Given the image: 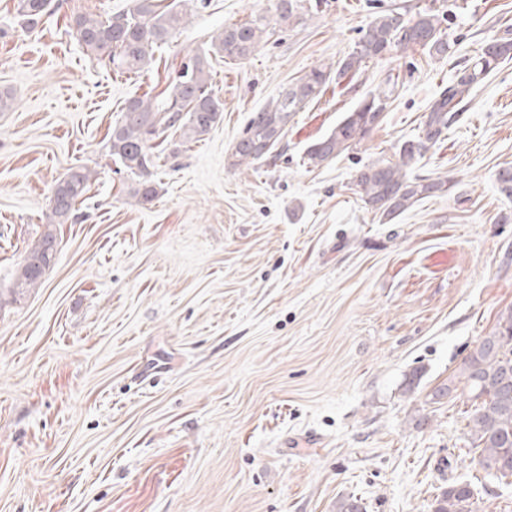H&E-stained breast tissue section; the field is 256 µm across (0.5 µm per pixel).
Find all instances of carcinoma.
<instances>
[{
    "mask_svg": "<svg viewBox=\"0 0 512 512\" xmlns=\"http://www.w3.org/2000/svg\"><path fill=\"white\" fill-rule=\"evenodd\" d=\"M198 0H133L129 12L102 20L80 14L72 19L79 42L100 60L111 62L128 73L149 69L155 48L169 41L187 22L191 7ZM51 0H17L16 13L25 25L35 28L49 12ZM312 6L306 0H277L279 24L292 27L305 22ZM394 9L378 13L367 26L353 51L337 67L321 66L289 84L280 95L252 113L246 130L231 153L230 167H251L271 154L285 136L288 123L303 105L323 95L329 82L358 72L365 64L390 54L395 49L422 47L443 58L449 44L443 38L441 19L433 11H418L398 22ZM268 33L262 15L220 29L211 40L209 51L231 59L248 58ZM512 59V40L487 43L475 62L459 72L448 87L431 103L421 134L407 141L396 162L381 161L360 168L354 177L365 206L382 221H391L416 202L435 194L448 193V181L410 178L407 169L428 145L437 143L466 105V95L497 65ZM388 92L371 93L336 123L331 132L307 149V164L318 167L357 147L385 120ZM224 104L212 89L206 54L200 53L184 66L178 78L166 89L162 106L148 95L128 100L120 118L112 125L110 150L122 166L138 173L142 181L133 190L140 205L152 202L157 189L151 180L153 166L151 141L168 130L179 133L181 143L204 139L221 120ZM91 172L74 166L55 184L49 202L47 223L68 221L76 205L86 195ZM57 241L47 231L29 246L19 264L10 292L18 300L37 287L54 264ZM470 393L479 400L470 413L467 427L478 450V463L486 475L501 480L512 477V313L501 317L497 326L465 358L461 370ZM474 490L467 482L448 486L437 500L434 512H473Z\"/></svg>",
    "mask_w": 512,
    "mask_h": 512,
    "instance_id": "carcinoma-1",
    "label": "carcinoma"
}]
</instances>
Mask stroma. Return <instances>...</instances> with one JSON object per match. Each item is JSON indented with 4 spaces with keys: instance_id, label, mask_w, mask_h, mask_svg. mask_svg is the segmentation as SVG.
Here are the masks:
<instances>
[{
    "instance_id": "35a3bbf8",
    "label": "stroma",
    "mask_w": 512,
    "mask_h": 512,
    "mask_svg": "<svg viewBox=\"0 0 512 512\" xmlns=\"http://www.w3.org/2000/svg\"><path fill=\"white\" fill-rule=\"evenodd\" d=\"M0 0V512H434L470 482L476 512H512V477H486L459 377L512 310V60L479 83L409 176L448 181L390 223L354 176L398 160L435 96L489 41L512 39V0H323L276 26V0H204L150 68L86 52L78 14L132 0H53L36 28ZM442 12L451 56L394 51L329 84L245 171L228 158L252 112L312 68L337 64L382 10ZM271 36L244 60L208 58L223 117L205 139L154 150L152 203L110 151L126 100L158 95L218 29L254 15ZM384 123L323 166L306 161L369 92ZM91 186L47 225L55 183ZM57 257L13 300V274L46 230ZM420 373L414 393L407 376ZM451 386L449 395L436 391Z\"/></svg>"
}]
</instances>
